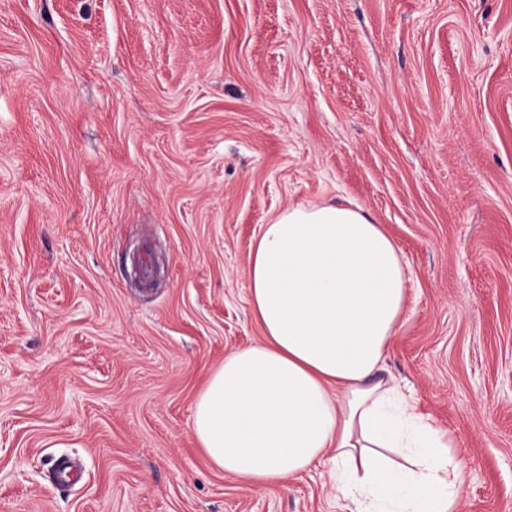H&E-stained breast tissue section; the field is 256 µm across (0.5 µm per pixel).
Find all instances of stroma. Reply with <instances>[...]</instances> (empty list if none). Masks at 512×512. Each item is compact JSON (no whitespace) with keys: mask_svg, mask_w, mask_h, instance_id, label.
Instances as JSON below:
<instances>
[{"mask_svg":"<svg viewBox=\"0 0 512 512\" xmlns=\"http://www.w3.org/2000/svg\"><path fill=\"white\" fill-rule=\"evenodd\" d=\"M329 198L411 269L383 375L461 512H512V0H0V512H350L330 463L258 488L192 431L262 337L257 226Z\"/></svg>","mask_w":512,"mask_h":512,"instance_id":"1","label":"stroma"}]
</instances>
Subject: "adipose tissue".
Instances as JSON below:
<instances>
[{"mask_svg": "<svg viewBox=\"0 0 512 512\" xmlns=\"http://www.w3.org/2000/svg\"><path fill=\"white\" fill-rule=\"evenodd\" d=\"M248 278L263 338L197 395L210 460L255 487L327 460L356 512H458L462 465L381 375L411 280L382 225L330 200L290 207L259 225Z\"/></svg>", "mask_w": 512, "mask_h": 512, "instance_id": "1", "label": "adipose tissue"}]
</instances>
